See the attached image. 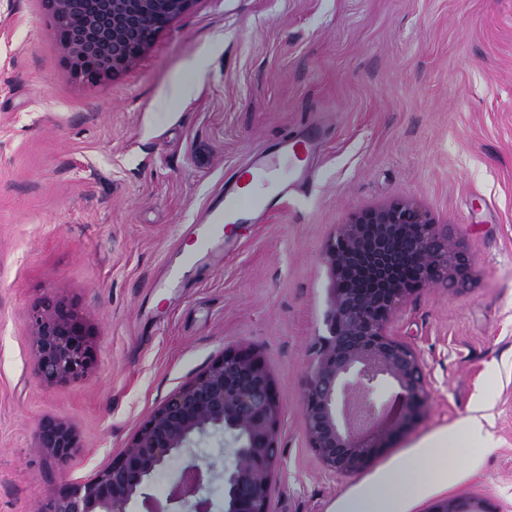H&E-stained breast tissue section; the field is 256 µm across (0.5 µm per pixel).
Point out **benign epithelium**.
Listing matches in <instances>:
<instances>
[{"instance_id": "benign-epithelium-1", "label": "benign epithelium", "mask_w": 512, "mask_h": 512, "mask_svg": "<svg viewBox=\"0 0 512 512\" xmlns=\"http://www.w3.org/2000/svg\"><path fill=\"white\" fill-rule=\"evenodd\" d=\"M71 76L79 82L115 79L132 69L158 36L190 9L194 0H42ZM331 271L324 333L317 336L303 398L308 447L333 476L364 471L399 434L424 417L430 393L424 362L406 339L388 331L415 292L444 283L465 287L473 259L448 239L439 224L407 198L354 213L340 224L324 251ZM354 275L371 287L350 291L342 278ZM37 375L49 386L77 382L96 365L88 326L76 309L45 296L29 314ZM389 384L400 399L392 417L378 402ZM281 403L269 370L251 350H229L204 371L176 387L139 425L130 443L90 480L70 484L33 512H212L204 491L224 483V512H271V477L280 465ZM222 431L232 439L229 466L193 448ZM37 447L64 465L81 453L74 429L47 418ZM182 466L169 496L160 501L150 482L175 457ZM429 512H477L461 502L436 501Z\"/></svg>"}]
</instances>
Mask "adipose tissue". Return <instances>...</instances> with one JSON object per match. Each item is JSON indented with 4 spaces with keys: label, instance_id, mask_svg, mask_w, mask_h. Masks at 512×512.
<instances>
[{
    "label": "adipose tissue",
    "instance_id": "1",
    "mask_svg": "<svg viewBox=\"0 0 512 512\" xmlns=\"http://www.w3.org/2000/svg\"><path fill=\"white\" fill-rule=\"evenodd\" d=\"M463 441L485 451L494 447V440L480 418H468L459 428L440 432L425 440L422 453L400 457L390 472L343 496L337 504V512H405L407 503L420 495L428 481L449 483L455 480V471L430 470L429 461L443 449L456 447Z\"/></svg>",
    "mask_w": 512,
    "mask_h": 512
}]
</instances>
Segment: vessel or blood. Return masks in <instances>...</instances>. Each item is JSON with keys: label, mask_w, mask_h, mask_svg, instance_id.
Wrapping results in <instances>:
<instances>
[{"label": "vessel or blood", "mask_w": 512, "mask_h": 512, "mask_svg": "<svg viewBox=\"0 0 512 512\" xmlns=\"http://www.w3.org/2000/svg\"><path fill=\"white\" fill-rule=\"evenodd\" d=\"M317 151L318 143L310 137L285 139L273 150L263 152L239 168L235 186L225 187L223 194L214 197L192 226L202 250H211L213 243L218 241L223 242L225 250L236 249L237 241L224 236L225 225L262 222L282 200L312 181L313 158ZM281 158L290 163L294 177L268 186L266 176Z\"/></svg>", "instance_id": "vessel-or-blood-1"}]
</instances>
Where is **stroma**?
<instances>
[{"label": "stroma", "instance_id": "stroma-1", "mask_svg": "<svg viewBox=\"0 0 512 512\" xmlns=\"http://www.w3.org/2000/svg\"><path fill=\"white\" fill-rule=\"evenodd\" d=\"M193 84L171 100L169 86ZM316 132L309 187L239 248L184 234L234 169L277 138ZM408 198L473 257L462 289L427 288L390 331L421 354L430 409L363 473H326L304 435L310 347L330 274L324 247L355 212ZM55 293L83 313L85 379L41 382L28 314ZM258 354L282 405L271 512L337 501L479 416L496 447L447 449V487L512 512V0H194L132 70L75 81L41 0H0V512H32L109 464L167 395L229 349ZM83 445L66 467L42 419ZM37 448L51 461L64 465L81 453L74 429L66 422L47 418L37 432Z\"/></svg>", "mask_w": 512, "mask_h": 512}]
</instances>
